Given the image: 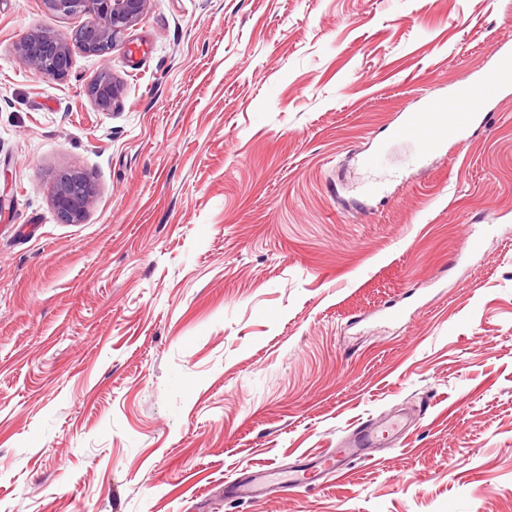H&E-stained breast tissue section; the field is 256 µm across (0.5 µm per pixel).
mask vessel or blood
I'll use <instances>...</instances> for the list:
<instances>
[{
	"label": "vessel or blood",
	"instance_id": "b4317fda",
	"mask_svg": "<svg viewBox=\"0 0 512 512\" xmlns=\"http://www.w3.org/2000/svg\"><path fill=\"white\" fill-rule=\"evenodd\" d=\"M495 65L473 82L454 88L450 96H419L403 120L396 125L392 139L408 146L406 159L417 163L440 151L451 141L463 142L466 132L474 125H486L488 103L503 90L512 87V47L499 46ZM389 158L388 148L364 155L362 166L369 172L367 194L374 195L384 188L380 171ZM405 429L401 419L391 418L381 424H370L358 433L350 445L316 454L312 476L299 471L282 472L270 468L250 479L229 485L226 494L233 498H260L271 494L285 495L295 492L307 479H321L342 465L361 455L363 449L400 436Z\"/></svg>",
	"mask_w": 512,
	"mask_h": 512
}]
</instances>
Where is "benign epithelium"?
<instances>
[{"mask_svg":"<svg viewBox=\"0 0 512 512\" xmlns=\"http://www.w3.org/2000/svg\"><path fill=\"white\" fill-rule=\"evenodd\" d=\"M146 0H43L47 12L57 16L88 15L80 28L82 49L102 54L112 49L117 38L133 25ZM20 59L48 77L66 71L62 62L69 59L67 41L45 31L29 33L19 42ZM87 94L96 105L107 110L119 94V87L108 73L100 74L88 87ZM92 197L90 186L76 176H65L54 191V204L61 220L81 218Z\"/></svg>","mask_w":512,"mask_h":512,"instance_id":"benign-epithelium-1","label":"benign epithelium"}]
</instances>
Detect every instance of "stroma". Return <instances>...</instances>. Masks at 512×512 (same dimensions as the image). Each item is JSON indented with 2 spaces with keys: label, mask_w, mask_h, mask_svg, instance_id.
<instances>
[{
  "label": "stroma",
  "mask_w": 512,
  "mask_h": 512,
  "mask_svg": "<svg viewBox=\"0 0 512 512\" xmlns=\"http://www.w3.org/2000/svg\"><path fill=\"white\" fill-rule=\"evenodd\" d=\"M84 22L0 0V512H512V88L381 193L358 166L512 0H146L103 54ZM392 413L340 478L224 493ZM17 50L20 59L48 77H59L67 69L62 62L69 59L70 47L58 35L45 31L29 33L19 42ZM86 91L100 109L107 110L117 98L119 87L109 73H102ZM92 197L90 186L76 176H64L54 191V204L61 220L81 218Z\"/></svg>",
  "instance_id": "1"
}]
</instances>
